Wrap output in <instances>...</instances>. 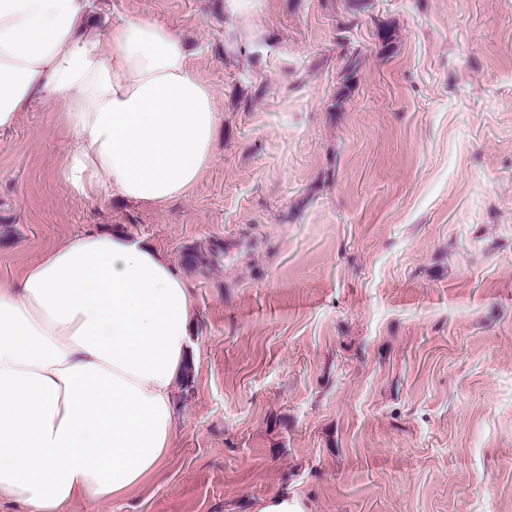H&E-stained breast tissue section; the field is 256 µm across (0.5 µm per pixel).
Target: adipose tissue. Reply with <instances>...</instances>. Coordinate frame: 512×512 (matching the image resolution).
<instances>
[{"label": "adipose tissue", "mask_w": 512, "mask_h": 512, "mask_svg": "<svg viewBox=\"0 0 512 512\" xmlns=\"http://www.w3.org/2000/svg\"><path fill=\"white\" fill-rule=\"evenodd\" d=\"M90 0H0V130L55 101L79 195L162 204L213 158L220 121L180 36L129 19L79 36ZM192 291L169 260L88 232L0 287V500L63 512L127 496L165 466Z\"/></svg>", "instance_id": "adipose-tissue-1"}]
</instances>
